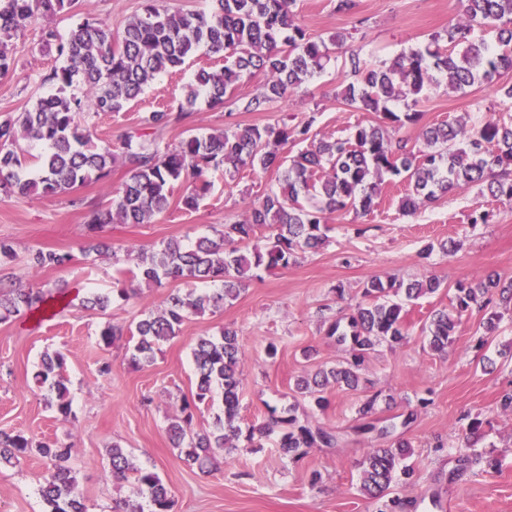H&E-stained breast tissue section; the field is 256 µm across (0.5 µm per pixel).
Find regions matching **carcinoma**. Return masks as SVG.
<instances>
[{"mask_svg": "<svg viewBox=\"0 0 512 512\" xmlns=\"http://www.w3.org/2000/svg\"><path fill=\"white\" fill-rule=\"evenodd\" d=\"M157 2L143 0L141 12L117 31L103 20L90 18L65 37L49 25L43 27L39 51L53 50L61 61L43 78L54 91L39 98L32 109L0 119V195L4 197L73 193L108 178L115 156H121L126 179L107 204L86 216L85 227L93 236L108 224H147L173 203L185 212L196 211L209 189L211 171H224L226 181L244 168L279 172L277 187L250 203L245 220L225 224L215 230L214 237L203 236L190 244L170 240L156 251L141 254L136 268L119 270L122 277L148 286L161 287L170 281L206 286L202 291L171 294L162 310L144 315L133 327L104 326L100 341L107 347L129 336L131 365L152 363L159 345L176 337L190 316L234 301L245 282L260 272L286 269L300 255L317 250L327 238V215L370 214L387 175L408 181V193L400 203L407 215L461 186L479 185L497 200L512 201V124L495 118L472 127L440 123L422 130V148L389 134L419 120L423 95L431 87L440 83L452 90L492 86L502 72L512 70V0H458L461 22L402 51L388 64H375L359 51H351L347 62L352 81L343 88L342 100L355 111L374 113L376 121L353 126L344 138L310 140L312 116L300 127L281 118L208 134L189 129L174 146L161 145L160 136L189 118L202 102L211 109L235 104L237 87L247 76L262 74L265 84L244 110L270 111L322 72L331 61L329 45L343 44L347 35L337 33L326 40L309 34L296 21V0H210L203 12L161 8ZM76 4L77 0H0V74L14 69L13 40L29 24L70 13ZM200 51L222 65L199 67L177 110L167 107L143 113L116 148L110 142H93L92 118L123 111L160 73L179 70ZM73 86L82 87L84 94L69 93ZM398 102L404 110L394 109ZM307 140L310 147L290 160L280 157L279 147ZM36 147L40 153L31 176L27 160ZM179 186L183 190L176 197ZM265 231L266 246L249 248ZM72 260L69 252L42 248L26 257L34 269H61ZM216 282L221 287L209 288ZM442 287V281L432 275L406 284L369 278L352 312L327 328V335L343 347L344 359L298 378L296 393L322 410L328 390L358 389L363 365L376 347L394 346L409 335L403 305L392 297L402 292L407 300L416 301ZM448 290L452 291L450 308L433 311L425 327L429 348L436 353L448 351L462 318L473 309L485 312L484 325L493 331L501 319L496 301L512 304V277L505 281L495 272L459 279ZM57 299L54 288H0V322L39 311ZM109 304V295L92 291L81 306L104 312ZM192 357L196 392L184 401L182 417L169 426L173 445L189 464L202 470L214 463L217 454L238 448V441L254 448L276 432L281 452L293 458L301 457L307 448L338 444L335 432L298 419L292 406L280 413L270 406L265 422L240 426L243 357L237 330L224 327L217 336L198 339ZM65 365L63 353L46 352L33 374L35 384L54 395L63 416L71 413L72 406ZM217 387L222 392V412L210 429L197 432L194 410L212 401ZM379 397L376 393L360 406L359 414L367 421L358 432L387 438L394 425H382L373 417ZM408 448L407 442L396 440L387 447L369 449L361 491L372 498L385 497ZM107 454L112 477L132 480L137 496L148 500L150 512H171L170 491L155 471L136 467L117 444ZM34 455L51 464L39 488L48 512H88L68 446L35 442L21 432H0V466H13Z\"/></svg>", "mask_w": 512, "mask_h": 512, "instance_id": "1", "label": "carcinoma"}]
</instances>
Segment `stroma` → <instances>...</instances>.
Masks as SVG:
<instances>
[{
  "label": "stroma",
  "instance_id": "35a3bbf8",
  "mask_svg": "<svg viewBox=\"0 0 512 512\" xmlns=\"http://www.w3.org/2000/svg\"><path fill=\"white\" fill-rule=\"evenodd\" d=\"M140 8L141 0H79L75 12L57 15L51 25L64 35L83 18L93 17L119 29ZM295 12L299 25L311 34L348 36L324 72L270 112L236 108L227 113L199 105L185 125L164 132L163 142L180 139L187 127L207 134L282 117L292 124L314 120L312 134L318 139L345 136L351 126L374 121L373 113L353 111L341 99L349 80L344 65L349 51L387 62L461 19L456 0H356L350 14L336 12L333 0H297ZM40 28V22H33L13 41L15 69L0 76V115L24 111L49 91L41 78L57 59L38 50ZM209 63L203 55L191 58L182 70L163 74L124 111L95 117L96 137L119 143L143 112L160 104L177 106L194 71ZM499 82L496 88L429 89L419 123L403 128V135L418 139L422 128L441 122L472 126L490 115L512 119V99L501 92L502 86L512 85V72L502 74ZM210 181L196 212L173 207L148 224L107 225L102 236L117 249L114 257L82 254L86 210L72 205V197L0 198V240L16 251L0 278L23 288L56 286L71 294L91 288L111 291L118 269L134 268L141 251L170 239L193 241L212 235L214 227L244 219L249 203L275 186L276 174L247 168L228 182L217 171ZM406 189L403 179L386 178L378 205L367 216L329 215L322 248L288 268L261 273L223 309L189 317L178 336L144 367L129 366L127 339L104 346L99 329L106 321L129 327L144 314L161 310L173 290L169 283L160 288L135 284L130 299H113L103 313L67 308L41 321L25 314L0 322V431L69 445L88 512H112L113 502L134 494L132 483L112 478L107 450L115 443L134 465L158 473L174 501L172 512H392L384 500L360 490L361 463L376 440L357 433L358 409L367 396L379 392L391 400L380 406L379 417L394 420L397 437L410 445L405 463L413 475L397 476L389 491L390 498L403 502L399 512H437L436 503L450 497L458 512H512V411L500 406L502 394L512 391V310L504 312L491 334L483 328V312L472 311L442 355L430 350L421 333L430 313L448 306L447 284L486 270L512 276V203L463 186L406 215L400 209ZM477 210L493 211L492 222L472 225ZM358 226L363 229L359 235L354 232ZM451 239L461 243L453 255L437 249L429 260L420 259L424 243ZM37 248L68 251L74 259L63 270L34 271L26 254ZM426 272L443 282V290L407 303L412 322L408 342L379 346L366 360L364 382L357 390L332 389L322 411L294 392L298 377L341 360L343 350L326 336L323 322L354 307L368 278L408 282ZM339 285L344 288L340 295L335 292ZM225 326L237 329L244 354L242 424L261 423L269 407L292 404L299 419L335 431L341 438L336 447H314L294 459L270 438L259 448L242 445L221 453L203 471L184 461L167 428L196 391L194 343ZM481 336L486 343L480 347L476 341ZM271 344L278 349L273 359L266 355ZM309 348L313 357H304ZM54 350L67 359L68 418L32 382L41 356ZM106 362L112 372L104 376L99 368ZM472 418L481 420L482 428L470 443L465 432ZM469 444L480 460L464 468L459 450ZM47 467L46 459L30 457L0 469V512H44L39 487Z\"/></svg>",
  "mask_w": 512,
  "mask_h": 512
}]
</instances>
